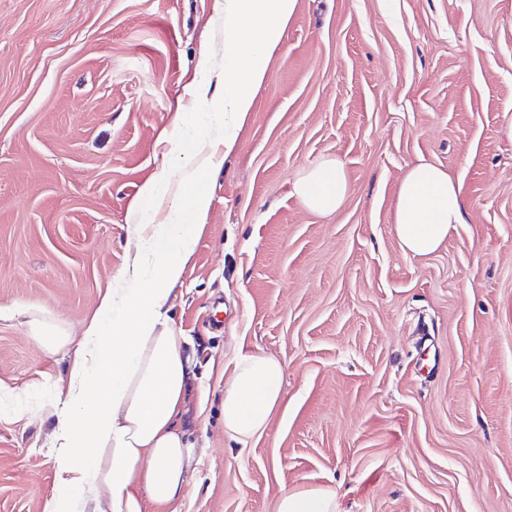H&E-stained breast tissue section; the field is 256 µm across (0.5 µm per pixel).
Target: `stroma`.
Masks as SVG:
<instances>
[{
  "label": "stroma",
  "mask_w": 512,
  "mask_h": 512,
  "mask_svg": "<svg viewBox=\"0 0 512 512\" xmlns=\"http://www.w3.org/2000/svg\"><path fill=\"white\" fill-rule=\"evenodd\" d=\"M217 0H0V512H46L53 413L136 239L128 211L188 151L174 117ZM425 158L465 222L433 255L392 231ZM344 162L328 216L293 194ZM173 303L196 378L199 463L177 512H274L281 489L340 512H512V0H297ZM65 331L49 351L30 322ZM258 351L285 400L224 433V378Z\"/></svg>",
  "instance_id": "1"
}]
</instances>
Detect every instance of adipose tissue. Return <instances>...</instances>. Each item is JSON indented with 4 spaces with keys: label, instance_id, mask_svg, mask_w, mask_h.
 <instances>
[{
    "label": "adipose tissue",
    "instance_id": "adipose-tissue-1",
    "mask_svg": "<svg viewBox=\"0 0 512 512\" xmlns=\"http://www.w3.org/2000/svg\"><path fill=\"white\" fill-rule=\"evenodd\" d=\"M297 0H224V61L203 59L193 86L195 111L177 115L190 159L178 180L160 170L130 209L137 239L123 287L105 295L69 373L67 408L57 413V487L47 512H149L181 498L196 464L182 421L194 377L186 338L170 315L210 208L201 186L231 148L265 82ZM294 192L308 210L335 212L348 192L345 165L328 158L304 169ZM464 221L462 185L425 159L408 166L394 208L403 252H436ZM284 368L259 353L238 355L224 384V432L244 442L261 435L284 397ZM275 512H340L336 492L281 490Z\"/></svg>",
    "mask_w": 512,
    "mask_h": 512
}]
</instances>
